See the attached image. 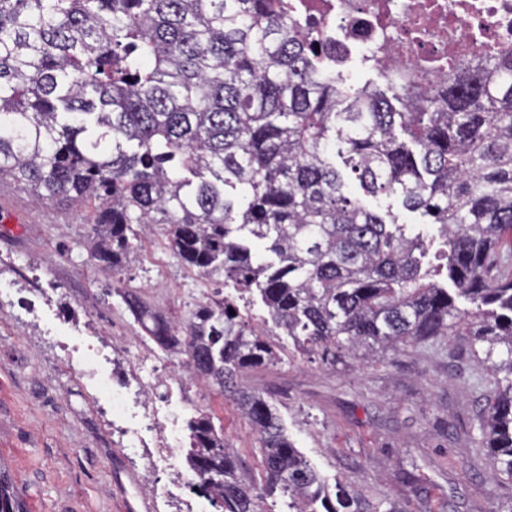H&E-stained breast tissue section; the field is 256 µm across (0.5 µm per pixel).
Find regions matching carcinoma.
I'll list each match as a JSON object with an SVG mask.
<instances>
[{
  "mask_svg": "<svg viewBox=\"0 0 512 512\" xmlns=\"http://www.w3.org/2000/svg\"><path fill=\"white\" fill-rule=\"evenodd\" d=\"M273 2L0 0V177L41 202H98L93 257L114 270L133 225H166L184 264L257 289L325 363L450 336L485 343L478 364L505 376L480 406L476 446L512 479V57L453 68L427 97L405 84L389 97L346 83ZM356 186L437 225L444 263L424 264L429 243ZM123 300L150 340L234 394L262 480L291 512H411L330 498L267 401L236 388L276 352L228 300L192 312L183 339L136 295ZM188 428L197 487L221 512H267L213 417ZM0 512H25L1 473Z\"/></svg>",
  "mask_w": 512,
  "mask_h": 512,
  "instance_id": "carcinoma-1",
  "label": "carcinoma"
}]
</instances>
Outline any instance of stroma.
I'll return each mask as SVG.
<instances>
[{"mask_svg":"<svg viewBox=\"0 0 512 512\" xmlns=\"http://www.w3.org/2000/svg\"><path fill=\"white\" fill-rule=\"evenodd\" d=\"M362 201L430 240L426 260L438 264L435 226L398 201ZM97 207L92 200L39 203L0 179V467L27 512H178L180 499L161 492L169 473L149 465L147 446L160 435L188 447V423L200 411L214 414L247 469L257 467V435L235 400L148 340L122 299L126 292L176 324L225 298L261 329L279 360L244 371L238 384L274 405L328 493L351 487L374 502L409 503L413 512L512 507V481L495 476L496 462L470 441L496 376L482 372L474 384L468 343L452 355L418 343L368 365L350 358L324 365L273 323L258 293L182 263L163 225L141 237L120 270L102 269L89 254ZM66 344L104 354L99 372L126 395L127 412L113 415L110 390L74 370ZM137 348L171 371L173 398L159 405L154 425L142 408L149 394L135 383L130 354ZM404 470L422 474V483L404 486Z\"/></svg>","mask_w":512,"mask_h":512,"instance_id":"1","label":"stroma"}]
</instances>
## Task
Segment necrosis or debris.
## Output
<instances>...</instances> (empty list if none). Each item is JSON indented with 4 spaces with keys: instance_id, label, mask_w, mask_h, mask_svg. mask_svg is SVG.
Segmentation results:
<instances>
[{
    "instance_id": "necrosis-or-debris-1",
    "label": "necrosis or debris",
    "mask_w": 512,
    "mask_h": 512,
    "mask_svg": "<svg viewBox=\"0 0 512 512\" xmlns=\"http://www.w3.org/2000/svg\"><path fill=\"white\" fill-rule=\"evenodd\" d=\"M333 63L358 54L386 78L432 90L449 67L512 55V0H281Z\"/></svg>"
}]
</instances>
